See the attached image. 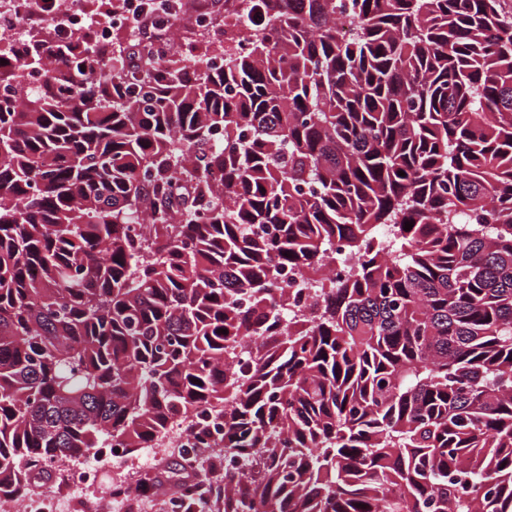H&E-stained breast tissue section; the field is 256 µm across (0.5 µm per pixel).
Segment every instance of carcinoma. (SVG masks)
<instances>
[{
    "mask_svg": "<svg viewBox=\"0 0 512 512\" xmlns=\"http://www.w3.org/2000/svg\"><path fill=\"white\" fill-rule=\"evenodd\" d=\"M236 23L222 69L0 50L10 87L50 58L0 100V493L220 419L192 452L248 470L181 512H512V0Z\"/></svg>",
    "mask_w": 512,
    "mask_h": 512,
    "instance_id": "cac0c4a2",
    "label": "carcinoma"
}]
</instances>
